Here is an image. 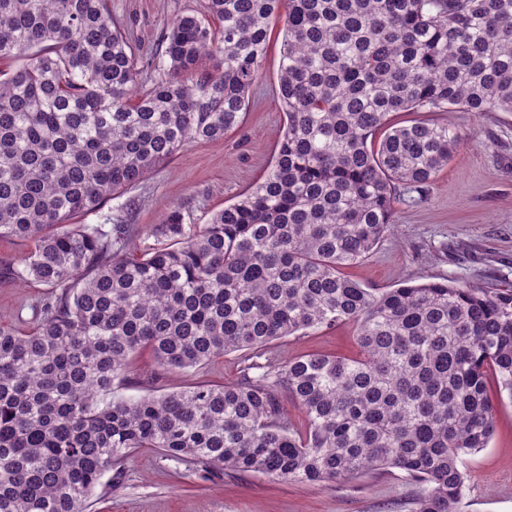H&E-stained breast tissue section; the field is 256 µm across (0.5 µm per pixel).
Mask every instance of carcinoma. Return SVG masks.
Returning a JSON list of instances; mask_svg holds the SVG:
<instances>
[{"mask_svg": "<svg viewBox=\"0 0 512 512\" xmlns=\"http://www.w3.org/2000/svg\"><path fill=\"white\" fill-rule=\"evenodd\" d=\"M283 19L287 122L255 190L130 248L101 209L191 145L239 126ZM145 61L106 0H0V237L31 243L18 280L60 292L31 327L0 319V512H87L139 448L202 468L321 483L398 469L414 512H459L464 456L494 431L488 376L512 399V290L404 284L373 294L343 269L392 227L463 144L450 121L512 112V0H206ZM358 326L354 358L245 364L238 380L108 398L133 356L167 370L310 328ZM303 411L288 420L284 401Z\"/></svg>", "mask_w": 512, "mask_h": 512, "instance_id": "obj_1", "label": "carcinoma"}]
</instances>
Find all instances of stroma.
<instances>
[{
	"label": "stroma",
	"mask_w": 512,
	"mask_h": 512,
	"mask_svg": "<svg viewBox=\"0 0 512 512\" xmlns=\"http://www.w3.org/2000/svg\"><path fill=\"white\" fill-rule=\"evenodd\" d=\"M112 15L141 55L150 58L139 81L160 66L161 36L184 11L205 0H110ZM281 36L272 32L260 76L250 91L242 125L224 139L201 143L153 170L136 188L85 214L89 226L126 224L138 250L155 247L151 229L180 210L203 224L261 183L273 163L286 118L277 90ZM454 120L466 141L423 191L399 188L393 229L359 264L346 268L372 293L448 279L479 288H512V112ZM30 243L0 239V315L27 327L32 307L51 295L43 283L20 281ZM358 327L345 323L274 340L252 351L215 358L197 369L167 373L149 351L131 362L114 397L134 399L235 381L245 359L280 363L309 353L354 355ZM495 431L487 448L466 455L461 512H512V398L491 388ZM420 484L404 472L376 471L352 480L290 483L257 473H225L168 457L152 448L135 451L108 472L90 512H413Z\"/></svg>",
	"instance_id": "1"
}]
</instances>
